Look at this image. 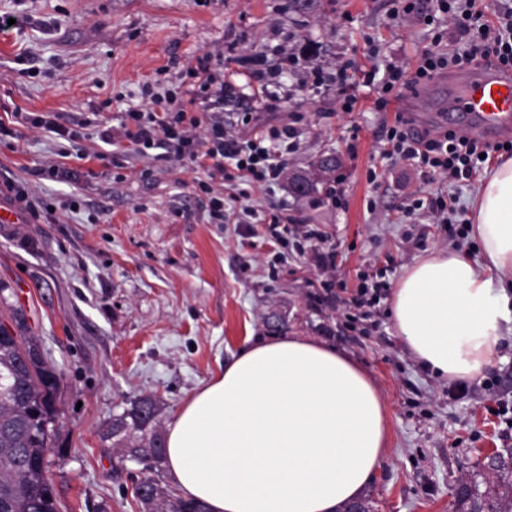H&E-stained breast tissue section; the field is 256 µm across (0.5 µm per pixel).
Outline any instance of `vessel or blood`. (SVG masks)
Wrapping results in <instances>:
<instances>
[{"instance_id":"b4317fda","label":"vessel or blood","mask_w":512,"mask_h":512,"mask_svg":"<svg viewBox=\"0 0 512 512\" xmlns=\"http://www.w3.org/2000/svg\"><path fill=\"white\" fill-rule=\"evenodd\" d=\"M448 88L443 123L483 137L512 132V73L487 66L476 73L440 77Z\"/></svg>"}]
</instances>
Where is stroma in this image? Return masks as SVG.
<instances>
[{
    "label": "stroma",
    "mask_w": 512,
    "mask_h": 512,
    "mask_svg": "<svg viewBox=\"0 0 512 512\" xmlns=\"http://www.w3.org/2000/svg\"><path fill=\"white\" fill-rule=\"evenodd\" d=\"M23 23L0 30V204L4 187L25 186L54 214L0 223V286L27 317L60 377L59 418L49 476L58 512H139L134 471L115 472L100 434L130 400L161 401L169 423L202 385L223 371L249 340L304 336L336 346L373 377L387 405L389 444L361 496L370 512H461L465 479L512 487V472L489 471L492 451L512 449V335L500 359L464 384L423 370L398 336L392 289L426 252L460 246L480 259L476 240L458 243L456 226L404 214L406 195L442 188L469 207L481 174L455 184L428 182L409 162L389 156L385 130L442 112L447 89L423 85L375 109L376 90L361 88L355 111H341L334 91H313L307 69L285 70L277 45L311 52L312 66L349 80L396 59L415 64L431 49L432 30L392 18L385 0H0V17ZM375 44L378 55L367 52ZM261 52L278 73L274 94L298 112L299 148L288 177L257 189L258 211L287 207L324 232L303 245L251 236L228 215L208 220L204 174L189 161L154 163L127 149L119 164L61 157L66 142L17 123L19 112H55L68 128L98 114L118 126L143 106L141 87L196 88L186 74L197 56L220 54L237 90L224 102L233 123L248 107L245 59ZM336 153L340 203L325 191L297 198L291 173ZM55 164V175L43 173ZM150 176H143V169ZM330 252L335 274L311 264ZM383 287L371 315L353 303L362 275Z\"/></svg>",
    "instance_id": "1"
}]
</instances>
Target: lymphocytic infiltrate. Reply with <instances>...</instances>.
<instances>
[{
	"instance_id": "lymphocytic-infiltrate-1",
	"label": "lymphocytic infiltrate",
	"mask_w": 512,
	"mask_h": 512,
	"mask_svg": "<svg viewBox=\"0 0 512 512\" xmlns=\"http://www.w3.org/2000/svg\"><path fill=\"white\" fill-rule=\"evenodd\" d=\"M436 2L439 12L447 16L462 39V46L450 53L426 52L412 73L390 63L383 75L366 74L365 85L381 86L377 109L385 108L387 94L414 90L421 82L445 70L462 69L490 59L512 68V4L500 6L497 25L491 29L483 20L478 0ZM188 74L198 86L201 99L198 111H187L174 90L167 88L159 93L149 88L145 91L148 99L145 110L125 112L118 127L99 128L96 136L101 143L115 148L129 142L143 157L156 150L161 160H187L203 169L206 179L202 187L214 193L209 210L211 223H223L224 203L228 200L239 204L240 220L258 219V211L250 204L252 194L255 188L279 180L286 171L287 155L298 149L295 127L298 115L290 113L288 123L278 127L261 123V114L280 109L282 101L269 94L271 79L260 68L251 73L257 85L255 107L241 113L239 128L225 126L222 105L235 87L225 81L216 56L198 57ZM387 137L394 153L403 160L425 172L454 179L470 178L478 168L480 155L496 150L495 145L456 132L414 137L402 119L388 131Z\"/></svg>"
}]
</instances>
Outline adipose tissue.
I'll list each match as a JSON object with an SVG mask.
<instances>
[{
    "label": "adipose tissue",
    "mask_w": 512,
    "mask_h": 512,
    "mask_svg": "<svg viewBox=\"0 0 512 512\" xmlns=\"http://www.w3.org/2000/svg\"><path fill=\"white\" fill-rule=\"evenodd\" d=\"M472 210L484 263L430 251L391 299L417 362L458 383L481 377L512 335V158L485 175ZM166 442L172 482L209 512H339L374 476L388 414L373 377L341 350L267 338L184 403Z\"/></svg>",
    "instance_id": "adipose-tissue-1"
}]
</instances>
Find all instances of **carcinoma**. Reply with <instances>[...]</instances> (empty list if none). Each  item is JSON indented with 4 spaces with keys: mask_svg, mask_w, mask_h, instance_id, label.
<instances>
[{
    "mask_svg": "<svg viewBox=\"0 0 512 512\" xmlns=\"http://www.w3.org/2000/svg\"><path fill=\"white\" fill-rule=\"evenodd\" d=\"M10 319L12 329L0 321V512H57L48 472L59 376L37 339L26 335L22 310H13ZM160 411L159 399L142 395L112 418L101 438L116 450V470L127 462L139 466L140 512H207L203 503L176 494L163 480Z\"/></svg>",
    "mask_w": 512,
    "mask_h": 512,
    "instance_id": "obj_1",
    "label": "carcinoma"
}]
</instances>
